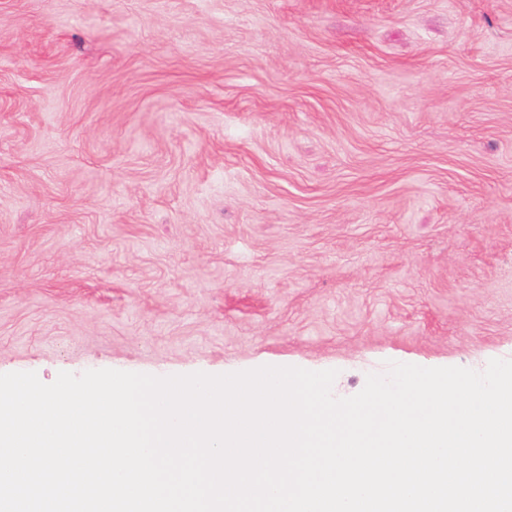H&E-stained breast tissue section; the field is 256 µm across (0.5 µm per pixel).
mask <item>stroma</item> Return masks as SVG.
Segmentation results:
<instances>
[{
  "label": "stroma",
  "mask_w": 512,
  "mask_h": 512,
  "mask_svg": "<svg viewBox=\"0 0 512 512\" xmlns=\"http://www.w3.org/2000/svg\"><path fill=\"white\" fill-rule=\"evenodd\" d=\"M512 359V0H0V373Z\"/></svg>",
  "instance_id": "obj_1"
}]
</instances>
